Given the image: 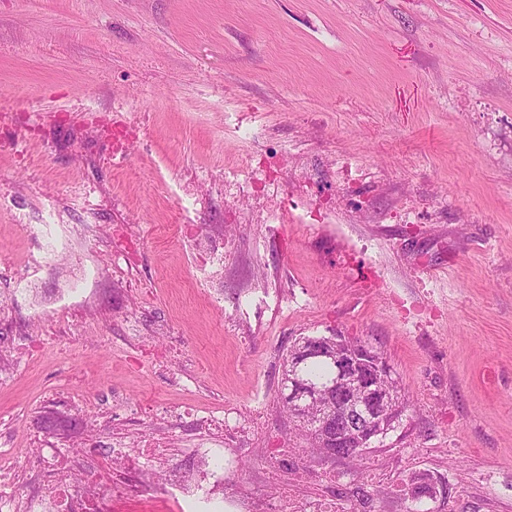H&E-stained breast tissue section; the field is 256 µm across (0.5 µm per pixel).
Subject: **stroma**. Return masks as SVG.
<instances>
[{"label": "stroma", "mask_w": 512, "mask_h": 512, "mask_svg": "<svg viewBox=\"0 0 512 512\" xmlns=\"http://www.w3.org/2000/svg\"><path fill=\"white\" fill-rule=\"evenodd\" d=\"M334 333L410 402L357 465L278 398L293 342ZM173 408L229 411L226 512H405L417 472L446 486L423 512H512V0H0L15 512L48 444L78 496L116 434L195 473Z\"/></svg>", "instance_id": "1"}]
</instances>
